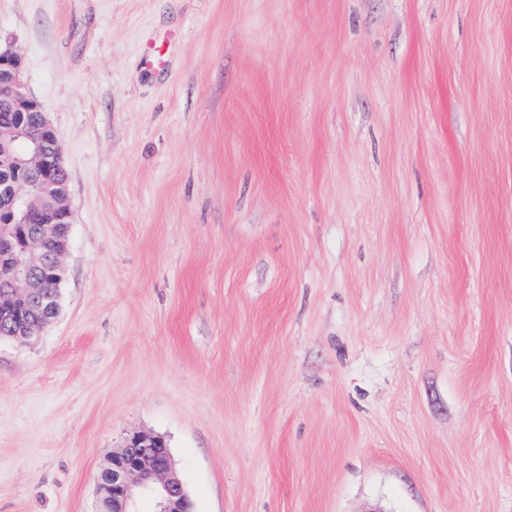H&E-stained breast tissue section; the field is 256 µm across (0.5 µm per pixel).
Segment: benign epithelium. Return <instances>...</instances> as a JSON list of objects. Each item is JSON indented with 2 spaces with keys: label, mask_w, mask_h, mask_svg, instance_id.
Here are the masks:
<instances>
[{
  "label": "benign epithelium",
  "mask_w": 512,
  "mask_h": 512,
  "mask_svg": "<svg viewBox=\"0 0 512 512\" xmlns=\"http://www.w3.org/2000/svg\"><path fill=\"white\" fill-rule=\"evenodd\" d=\"M22 58L0 51V112H33L35 129L10 128L0 134V166L21 167L30 178L0 182V332L28 342L57 317L59 283L64 280L72 212L69 174L54 127L21 82ZM24 138L27 149L13 143ZM97 512H135L143 496L156 512H194L166 442L151 434L129 436L112 452L96 478Z\"/></svg>",
  "instance_id": "1"
}]
</instances>
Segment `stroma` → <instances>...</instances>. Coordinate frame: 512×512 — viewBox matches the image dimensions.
Here are the masks:
<instances>
[{
    "instance_id": "1",
    "label": "stroma",
    "mask_w": 512,
    "mask_h": 512,
    "mask_svg": "<svg viewBox=\"0 0 512 512\" xmlns=\"http://www.w3.org/2000/svg\"><path fill=\"white\" fill-rule=\"evenodd\" d=\"M73 215L0 340V512L164 437L195 512H512V0H0Z\"/></svg>"
}]
</instances>
